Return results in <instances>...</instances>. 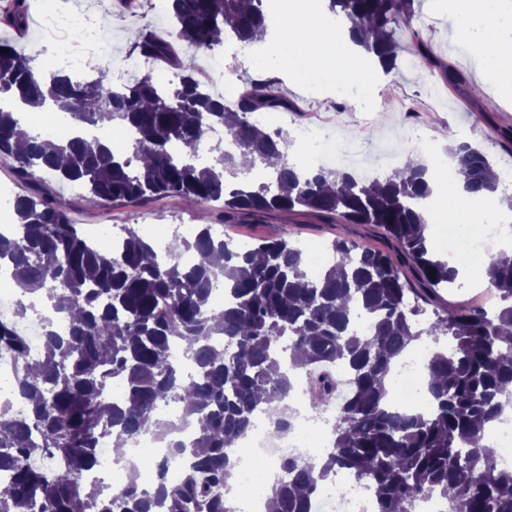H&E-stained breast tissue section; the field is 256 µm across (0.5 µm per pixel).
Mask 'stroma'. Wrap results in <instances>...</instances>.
Returning <instances> with one entry per match:
<instances>
[{
	"label": "stroma",
	"mask_w": 512,
	"mask_h": 512,
	"mask_svg": "<svg viewBox=\"0 0 512 512\" xmlns=\"http://www.w3.org/2000/svg\"><path fill=\"white\" fill-rule=\"evenodd\" d=\"M30 16L29 31L17 36L11 24L0 21V38L15 43L24 54L35 57L42 67L52 66L54 58L43 52L39 44V18L46 10L64 7L72 12H89L112 31L115 61H122L132 51L129 31L153 32L166 38L171 27L166 8L158 0H134L129 8H121L116 0H25ZM397 36L405 47L416 41L428 43L434 54L462 72L467 82L479 80L484 69L482 55L475 47L461 40L447 6L437 0H422L419 17L411 27L401 28ZM280 93L290 99L288 111L271 112L272 125L285 130L313 122L324 123L327 129L344 136L364 154L375 152L381 139L401 137L403 130H425L436 134L447 132V140L470 142L484 151L499 170L512 171V154L498 139L496 127H512V101L499 98L494 89H487L481 98H473L468 90H456L445 84L439 75L423 64L402 67L388 75L389 94L385 108L361 111L357 101L343 104L315 98L305 86L294 79L287 69L274 72ZM447 140L438 141L445 148ZM37 183L50 192L70 199L73 223L84 230L100 225L122 224L137 228L140 233L154 231L168 234L179 224L193 221L200 207L178 198L157 203L104 205L86 196L81 188L58 182L50 173L35 174ZM227 235L237 238L284 236L291 240L329 247L336 236L350 233L368 247L378 246L377 236L360 226L324 224L310 216L272 214L264 217L240 215L224 226Z\"/></svg>",
	"instance_id": "stroma-1"
}]
</instances>
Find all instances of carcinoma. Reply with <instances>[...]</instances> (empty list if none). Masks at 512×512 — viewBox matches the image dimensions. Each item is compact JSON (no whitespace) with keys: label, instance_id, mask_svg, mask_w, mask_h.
Segmentation results:
<instances>
[{"label":"carcinoma","instance_id":"carcinoma-1","mask_svg":"<svg viewBox=\"0 0 512 512\" xmlns=\"http://www.w3.org/2000/svg\"><path fill=\"white\" fill-rule=\"evenodd\" d=\"M345 18L355 42L385 72L418 60L439 67L420 42L401 56L397 30L417 17V0H327ZM175 39L194 51L223 46L219 34L243 46L264 40L266 0H172ZM140 59H169L171 45L138 34ZM34 58L0 40V93L24 104L68 112L78 126L128 133L117 152L101 138L51 137L22 132L0 108V157L22 182L38 168L79 183L105 202L181 197L221 202L224 215L309 214L327 224L341 218L376 233L381 247L351 235L332 241L333 262L318 279L305 252L286 238L260 240L246 250L217 237L201 213L188 236L173 234L166 251L124 226L113 251L92 247L71 223V201L40 186L13 197L17 232L0 234V268L26 291H41L69 320L58 335L44 325L42 353L27 357L16 323L0 317V351L19 363L18 391L29 402L25 418L0 403V512H236L226 491L235 478L229 448L247 434L260 401L276 404L275 431L288 427L292 374L313 365L336 366L347 390L336 403L332 447L320 466L281 461L273 512H309L323 482L340 471L373 488L378 512H416L441 496L446 512H512V470L499 468L491 430L512 413V253L490 259V308L445 306L441 290L460 286L458 268L436 255L424 235L422 203L432 190L426 167L396 169L366 181L332 169L300 170L288 159L283 131L260 133L253 116L288 111L276 86L256 83L231 112L190 67L178 82L161 84L145 71L113 87L103 73L75 81L46 75ZM224 128L233 148L208 146L211 129ZM194 146L186 156L181 146ZM464 189L482 197L498 191L486 154L467 142L448 148ZM219 255L224 263L211 258ZM224 289V305L213 292ZM360 313L365 335L353 327ZM448 338V351L427 359L432 409L401 415L387 405L383 378L413 339ZM119 403L106 397L112 381ZM336 394V378H317L314 406ZM176 403L196 423L190 444L168 441L178 426L157 421L153 434L168 455L155 462L151 490L136 480L109 498L87 476L97 469V442L149 431L163 406ZM37 457L58 458L48 470ZM180 462L169 480V463Z\"/></svg>","mask_w":512,"mask_h":512}]
</instances>
